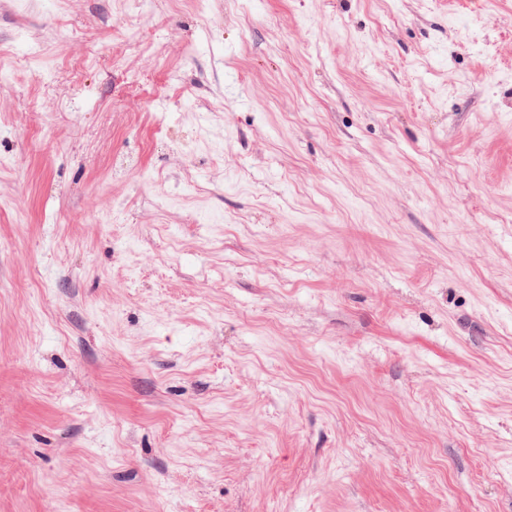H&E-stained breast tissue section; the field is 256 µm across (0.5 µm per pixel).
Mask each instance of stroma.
I'll use <instances>...</instances> for the list:
<instances>
[{"mask_svg":"<svg viewBox=\"0 0 512 512\" xmlns=\"http://www.w3.org/2000/svg\"><path fill=\"white\" fill-rule=\"evenodd\" d=\"M0 512H512V0H0Z\"/></svg>","mask_w":512,"mask_h":512,"instance_id":"obj_1","label":"stroma"}]
</instances>
